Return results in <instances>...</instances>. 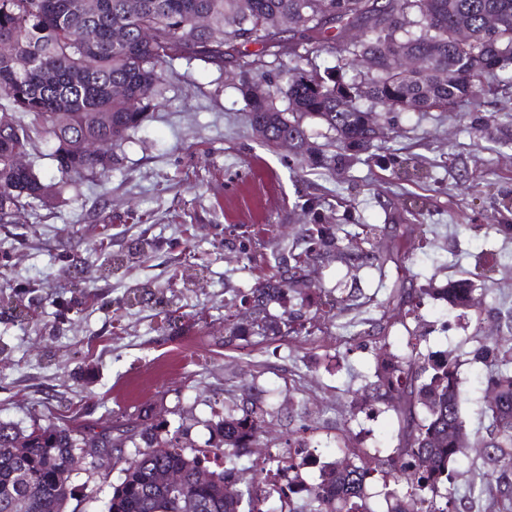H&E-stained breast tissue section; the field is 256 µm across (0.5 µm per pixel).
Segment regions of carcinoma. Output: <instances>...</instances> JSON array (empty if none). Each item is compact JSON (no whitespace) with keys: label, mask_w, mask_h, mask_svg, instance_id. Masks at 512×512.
Instances as JSON below:
<instances>
[{"label":"carcinoma","mask_w":512,"mask_h":512,"mask_svg":"<svg viewBox=\"0 0 512 512\" xmlns=\"http://www.w3.org/2000/svg\"><path fill=\"white\" fill-rule=\"evenodd\" d=\"M95 0L87 11L81 0H0V40L13 42L20 56L34 55L35 64L26 71L0 58V101L12 109L1 113L7 125L0 126V224H19L34 204L47 205L70 184L88 181L102 184L112 172V159H100L78 145L96 139L117 145L127 140L148 118V112L163 95L164 67L176 59L205 56L221 60L235 50L237 42L260 44L286 55L291 50L283 31L268 24L276 16L295 18L294 28L306 41L305 54L327 51L339 55L355 68L367 60L366 68L346 82L333 72H320L297 65L283 85L270 86L263 99L246 101L250 126L261 131L269 145L282 138L294 142V150L319 167L331 168L342 152L370 147L378 137L375 113L412 110L444 111L466 103L464 113L474 125L492 121L479 112L480 98L504 86L512 89V77L501 85L500 75L512 73V0ZM496 14L500 25L486 27L485 17ZM200 14L224 31V41H213L210 31L195 26ZM397 14L410 17L409 26L390 24ZM464 26L470 41L460 42L456 29ZM144 28L156 35L151 42L140 39ZM366 28L363 41L347 39V32ZM405 47L426 62L420 72H392L388 55L396 45ZM248 75L241 84L246 94L249 82L267 77L265 61L258 57L245 63ZM120 85L124 94L115 96ZM287 107L278 108V98ZM372 101L365 109L361 101ZM315 118L335 133V153L314 145L304 119ZM51 143L49 156L60 180L47 182L33 166L19 168L13 158L39 153V144ZM369 249L353 253L339 244L331 226L314 224L305 230L306 247L298 254L274 255L276 273L251 291V326L256 335L288 336L294 328L287 319L268 315V304L292 291L310 288L304 268L328 248L362 265L385 263L387 246L377 228L363 225ZM469 282L461 280L447 289L448 303L472 306ZM411 353L400 358L384 354L376 380L368 392L355 396L350 407L362 409L375 402L393 407L404 417L402 441L386 457L368 451L336 458L321 468L320 482L309 493L294 496L296 463L279 458L276 468L288 477V485L275 486L279 512H371L368 491L373 473L383 483L392 482L404 494L390 492L388 512H410L421 504V512H466L465 498L452 489L454 464L460 436L475 437L484 448V469L478 471L471 492H483L493 481L500 493L512 501V346L499 338L477 340L470 351L473 360L485 366L483 383L496 393L486 404L489 424L472 433L459 407L458 357L426 356L421 337L409 336ZM425 410L419 416L418 409ZM268 411L258 404L252 391L224 407V418L216 425L219 447L213 455L229 460L253 447L256 430ZM158 426L139 423L124 433L139 435L144 447L130 458L118 457L122 481L113 488L107 512H185L183 496L202 505L201 512H262L267 494L266 467L259 477L246 481L235 495L224 487L236 485L233 468L213 470L216 482H201L197 470L207 467L204 450L185 452L177 437L162 438ZM97 448H115L109 431L76 433L54 426L20 434L0 422V512H62L72 497L71 478L65 469L71 450L85 441ZM24 449L20 457L15 449ZM177 469L183 487L171 489L157 481L160 470Z\"/></svg>","instance_id":"1"}]
</instances>
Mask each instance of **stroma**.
<instances>
[{
  "instance_id": "35a3bbf8",
  "label": "stroma",
  "mask_w": 512,
  "mask_h": 512,
  "mask_svg": "<svg viewBox=\"0 0 512 512\" xmlns=\"http://www.w3.org/2000/svg\"><path fill=\"white\" fill-rule=\"evenodd\" d=\"M260 51L241 42L221 62L174 61L159 107L113 147L105 186L68 185L26 223L0 224V422L98 430L146 416L192 451L215 442L225 400L252 385L269 412L265 454L307 423V403L322 411L310 451H335L344 434L389 451L402 417L383 404L350 408L375 379L380 346L407 356L413 331L423 353L458 354L475 333L506 335L496 319L512 311V234L487 225L512 223V99H483L495 117L484 130L459 110L399 112L369 149L327 170L252 130L242 64ZM316 221L340 238L378 225L408 258L378 268L323 256L306 269L313 294L268 307L275 319H310V335L225 344V317L241 316L273 254L301 251ZM460 279L473 282L476 306L436 297ZM398 288L427 294L411 313L391 303ZM484 371L470 360L458 371L472 429L487 423ZM484 455L474 443L458 455L454 485L470 512L499 509L496 489L469 493ZM122 477L117 464L84 465L69 512H104Z\"/></svg>"
}]
</instances>
